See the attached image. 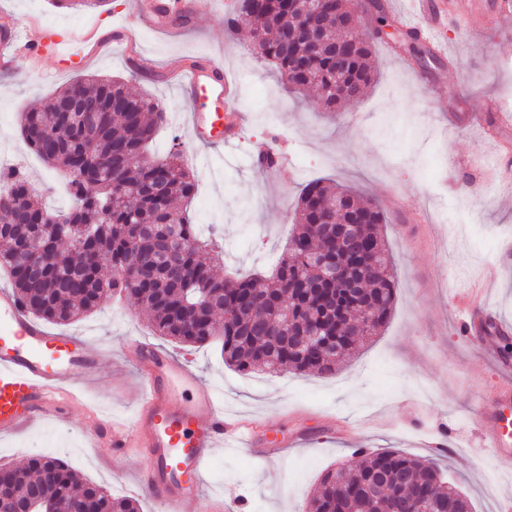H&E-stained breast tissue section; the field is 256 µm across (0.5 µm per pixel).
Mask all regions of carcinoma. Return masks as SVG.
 <instances>
[{
    "instance_id": "cac0c4a2",
    "label": "carcinoma",
    "mask_w": 512,
    "mask_h": 512,
    "mask_svg": "<svg viewBox=\"0 0 512 512\" xmlns=\"http://www.w3.org/2000/svg\"><path fill=\"white\" fill-rule=\"evenodd\" d=\"M318 16L339 24L328 29L322 45L295 38L298 15L288 0H235L224 15L233 35L240 17L250 20L253 50L272 63L289 88L312 86L328 108L358 100L373 80L374 41L388 16L379 4L376 25L363 39L348 43L341 58L331 42L357 29L365 5L359 0H312ZM343 75L354 94L336 97L332 87ZM112 99L92 126L78 125L61 108L74 100ZM165 107L134 94L110 78L78 79L46 101L22 113L27 146L52 170L65 173L73 208L53 223L28 174L0 169V270L32 316L52 324L73 323L113 296L133 298L149 311L154 333L174 343L202 346L221 338L224 364L239 371L261 370L276 376L285 370L329 376L360 343L384 326L396 299L378 225V206L348 189L316 180L308 183L294 213L288 250L264 281L217 276L221 246L203 238L188 211L197 187L173 147L163 156L146 154L163 124ZM375 250L350 261L342 225ZM344 263L345 276L323 282L313 258ZM370 308L365 332L350 336L360 308ZM288 311L293 335L316 328L322 340L296 349L277 335L280 312ZM358 461L328 471L319 484L311 512H394L399 494L409 487L429 497L436 512H471V502L444 480L426 460L395 450L354 451ZM11 483L0 488V512H21L35 496L47 507H68L79 499L89 512H140L136 498L116 497L100 484L81 480L66 462L51 454L27 458L12 467Z\"/></svg>"
}]
</instances>
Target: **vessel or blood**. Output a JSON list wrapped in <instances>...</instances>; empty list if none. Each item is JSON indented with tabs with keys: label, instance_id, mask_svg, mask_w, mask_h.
Returning <instances> with one entry per match:
<instances>
[{
	"label": "vessel or blood",
	"instance_id": "b4317fda",
	"mask_svg": "<svg viewBox=\"0 0 512 512\" xmlns=\"http://www.w3.org/2000/svg\"><path fill=\"white\" fill-rule=\"evenodd\" d=\"M408 27L437 46L435 33L444 21L442 0H411ZM129 36L126 26L113 35L80 34L35 27L26 36L0 43V68L12 67L16 57L55 56L62 69L85 66L105 54L113 41ZM176 78L192 100L189 115L192 136L206 144L227 147L235 138L224 134V115L218 103L233 102L239 94L236 80L221 64L208 62L178 69ZM470 332L482 350L497 356L498 344L483 316L472 314ZM126 351L139 368L141 398L133 417L112 428V447L122 451L137 437L149 457L148 467L137 472L134 483L159 512H183L194 503L196 512H231V502L201 493V479L218 450L233 447L275 454L278 441H263L257 423L232 424L213 386L196 373L190 359L175 358L153 344L131 339ZM107 356L106 350L85 336L51 332L30 316L12 290L0 289V435H10L46 416L65 417L77 399L76 386H92ZM512 382L504 381L497 394L478 414L498 461L512 466Z\"/></svg>",
	"mask_w": 512,
	"mask_h": 512
}]
</instances>
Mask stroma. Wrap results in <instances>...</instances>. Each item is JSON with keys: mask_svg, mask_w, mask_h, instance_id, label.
<instances>
[{"mask_svg": "<svg viewBox=\"0 0 512 512\" xmlns=\"http://www.w3.org/2000/svg\"><path fill=\"white\" fill-rule=\"evenodd\" d=\"M135 4L75 10L56 0H0V19L84 33L101 19L126 23ZM228 7L229 0H212L210 11L190 14L186 24L135 28L134 60L116 45L77 70H60L48 55L37 66L21 59L0 71V165L22 167L48 188L47 205L69 208L58 174L26 145L21 115L74 80L110 77L166 105L168 121L154 148L184 149L198 179L194 219L224 247L221 277L271 274L308 182L331 179L374 200L386 216L382 231L399 289L387 324L335 374H243L225 366L219 343L193 350L225 413L261 418L268 437L289 445L268 459L221 450L208 465L204 491L241 501L242 512H308L323 475L354 464L355 448L392 449L433 462L474 512H512V470L499 466L473 414L506 374L465 329L472 297L512 339V261L499 249L512 241V184L494 171L495 145L480 128L440 120L448 107L476 112L490 98L512 106V17L453 12L439 36L447 57L425 54L421 41L403 43L402 53L415 60L411 70L378 43L370 88L352 106L330 111L318 106L314 91L287 89L274 67L250 51L247 20L236 35L226 33ZM188 52L218 61L239 82L246 137L230 149L192 138V102L165 78L170 61ZM263 150L290 152L296 178L253 165L251 155ZM64 330L91 337L112 356L68 421L49 417L0 438V465L21 464L31 448L53 441L56 455L79 475L112 495H132L146 457L132 442L114 453L107 428L130 420L140 397L135 367L120 345L128 336L166 350L172 344L153 333L131 299L105 303Z\"/></svg>", "mask_w": 512, "mask_h": 512, "instance_id": "35a3bbf8", "label": "stroma"}]
</instances>
